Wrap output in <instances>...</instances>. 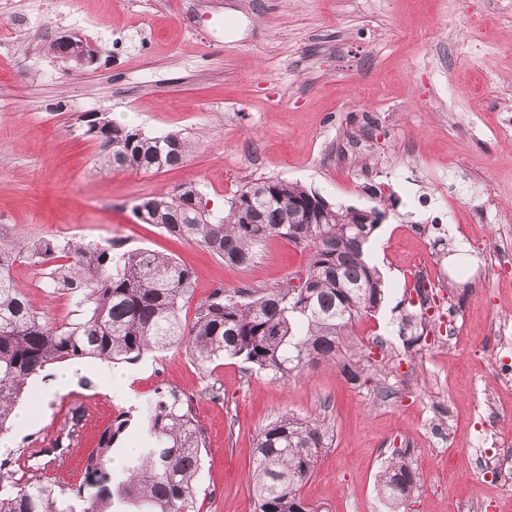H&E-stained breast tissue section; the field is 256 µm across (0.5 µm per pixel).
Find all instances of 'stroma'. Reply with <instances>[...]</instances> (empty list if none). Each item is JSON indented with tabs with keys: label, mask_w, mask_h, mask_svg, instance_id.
Wrapping results in <instances>:
<instances>
[{
	"label": "stroma",
	"mask_w": 512,
	"mask_h": 512,
	"mask_svg": "<svg viewBox=\"0 0 512 512\" xmlns=\"http://www.w3.org/2000/svg\"><path fill=\"white\" fill-rule=\"evenodd\" d=\"M78 32L97 63L48 53ZM146 135L190 134L194 151L159 172L105 171L83 115ZM512 10L504 0H0V234L120 243L173 257L193 273L183 319L215 289L286 282L303 247L275 238L239 270L206 248L141 223L144 197L193 187L224 212L244 185L282 179L329 202L388 200L370 243L384 298L356 321L339 364L275 381L240 360L198 365L186 345L120 363L131 403L81 359L84 374L44 397L30 380L20 408L35 419L0 433V462L22 479H84L82 459L117 416L121 452L148 432L162 391L190 399L206 435L197 512H253L255 438L285 413L330 433L301 489L324 512H512V477L485 469L471 446L512 409L485 346L512 315ZM46 269L15 262L12 277L55 323L75 317L68 295L44 289ZM465 333L448 341V317ZM358 362L348 380L342 364ZM78 438L60 444L71 410ZM407 450L420 482L389 508L378 474Z\"/></svg>",
	"instance_id": "stroma-1"
}]
</instances>
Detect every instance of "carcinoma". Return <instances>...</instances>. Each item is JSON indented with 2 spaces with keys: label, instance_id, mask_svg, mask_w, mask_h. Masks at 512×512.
Returning <instances> with one entry per match:
<instances>
[{
  "label": "carcinoma",
  "instance_id": "1",
  "mask_svg": "<svg viewBox=\"0 0 512 512\" xmlns=\"http://www.w3.org/2000/svg\"><path fill=\"white\" fill-rule=\"evenodd\" d=\"M84 135L97 139L96 164L109 169L158 172L185 161L192 143L180 132L150 137L140 129L108 124ZM316 197L307 187L278 179L245 185L217 216L200 194L151 196L133 207L135 216L167 234L207 248L224 264L245 270L269 240L288 238L296 226L309 249L312 287L282 285L215 289L198 303L191 322L182 302L193 291L191 272L175 259L148 249L112 254L116 243L85 246L68 238H44L31 245L0 242V431L7 429L28 380L48 366L76 358L111 363L138 360L149 349L187 344L201 365L222 357L240 358L275 380H286L305 365L337 359L344 336L356 320L374 311L384 296L379 269L368 249L372 233L357 223L351 208L300 224L288 205ZM20 258L35 264L64 258L53 266L46 287L71 297L78 317L51 323L31 306L10 269ZM146 415L153 445L147 457L118 479L109 462L112 444L126 420L119 417L100 435L84 460V482H20L0 464V512H194L203 429L189 400L162 393ZM327 428L283 414L257 435L251 474L254 512H318L300 489L314 474ZM418 475L396 452L378 475L384 498L400 504L416 488Z\"/></svg>",
  "mask_w": 512,
  "mask_h": 512
}]
</instances>
